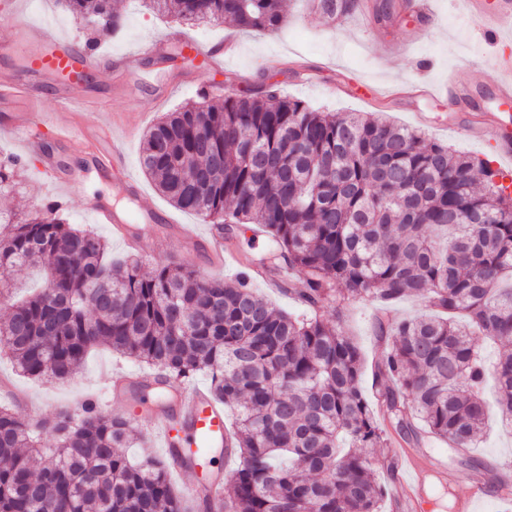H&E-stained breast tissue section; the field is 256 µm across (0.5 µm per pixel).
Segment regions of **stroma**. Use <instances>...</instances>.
I'll return each instance as SVG.
<instances>
[{
    "label": "stroma",
    "instance_id": "stroma-1",
    "mask_svg": "<svg viewBox=\"0 0 512 512\" xmlns=\"http://www.w3.org/2000/svg\"><path fill=\"white\" fill-rule=\"evenodd\" d=\"M17 12L24 20L51 24L58 32L95 43L101 50L124 57L120 74L104 73L91 89L90 107L78 113H60L61 121L74 123L83 130L96 128L107 116L123 120L127 115L141 116L143 128H150L160 117L189 103L199 101L200 84L216 80L227 95L256 91L268 86L278 88L283 96L300 100L322 112H381L392 122L412 125V113H426L429 122L421 130L426 142L439 143L454 151L489 163H496L493 146L458 138L440 132V124L449 120L448 105L441 100L383 96V89L399 86L410 89L417 81L439 85L453 80L472 86L482 97H490L497 78V62L512 59V41L488 47L478 36V21L468 18L460 0H432L435 21L423 36L415 31L421 22L400 17L390 22L361 23L363 12L372 10L376 0H355L356 10L336 29L326 28L309 8V0H286L287 23L274 32L241 29L232 20L217 24L209 21L186 23L150 9L145 0H115L114 10L123 18V29L111 35L103 28H91L67 8L65 0H15ZM177 29L203 43L234 38L235 53L226 58L220 71L197 64L155 65L147 57H135V49L144 42L162 39ZM140 139H132L122 162L141 188L136 197L137 209L171 210L170 201L155 187L140 166ZM22 187L15 196H0V210L18 212L42 207L56 199L58 190L42 171L37 161L25 163ZM111 182L100 180L95 172L86 173L83 181L70 191L69 202L60 214L67 223L94 229L107 238L110 255L121 260L129 249L112 236L108 224H93L83 211L88 195L112 198ZM143 237L157 234L168 237L167 257L182 262L198 274L235 280L240 268L228 262L217 267L190 245L178 229L165 224H145ZM378 305L369 300H356L347 306L343 325L355 338L367 362H374L382 348L376 336ZM122 368L140 372L139 364L117 357L111 351L92 352L81 371L61 383L34 381L20 375L12 360L0 358V377L7 378L13 389L0 391V401L13 400L22 392L41 402L43 419L75 409L81 396L103 402L104 412L122 413L120 397L109 396L107 374ZM485 397L491 403L488 432L472 454L481 460H492L512 470V433L502 427L495 409L494 383H487ZM426 512H448L469 492L467 485L455 483L453 473L467 471V464L451 456L447 449L435 445L419 458Z\"/></svg>",
    "mask_w": 512,
    "mask_h": 512
}]
</instances>
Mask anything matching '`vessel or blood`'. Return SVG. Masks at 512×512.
Instances as JSON below:
<instances>
[{"mask_svg": "<svg viewBox=\"0 0 512 512\" xmlns=\"http://www.w3.org/2000/svg\"><path fill=\"white\" fill-rule=\"evenodd\" d=\"M468 17L477 19L485 39L498 42L512 39V0H463ZM18 31L17 39L0 43V54H15L22 58L24 74L15 78L0 77V101L19 99L26 107L15 114L0 115V131L22 136V159H44V171L54 174L61 192H68L76 181L75 174L55 173L53 162L46 159L48 142L83 143L94 167L102 174L117 177L126 194H134L137 186L134 177L123 166L120 155L124 140L133 137L139 127L138 120H130L123 127L100 126L94 133H86L73 126H65L50 119L47 112L36 107L35 102L44 93H51L60 111L70 112L86 106L89 98L85 92L89 68L98 59L97 48L60 34L48 24H27L13 20ZM176 47L187 57H201L203 66L215 65L217 57L231 53L232 43L204 46L178 33L146 48V55H166L169 47ZM417 94L440 97L447 101L452 112L468 115L483 112L487 118L480 124H457L456 133L479 141H489L496 148L499 171L503 176L512 175V114L486 112L483 101L477 99L471 86L454 82L435 87L428 83L416 86ZM84 211L97 223L112 227L115 237L127 248L141 249L123 211L95 200L85 204ZM187 239L216 263H223L224 242L215 233L200 236L187 232ZM113 393L124 396L134 414H146L152 431L164 448L167 465L172 473L192 476L189 490H196V478L208 473L213 449L223 448L227 419L222 404L215 402L206 389L181 386L174 401L164 408L156 407L146 399L148 390L164 382L161 373L147 377L130 376L114 370L109 374ZM400 462V473L395 479V505L417 512L422 492L416 481L414 457L404 448L394 451Z\"/></svg>", "mask_w": 512, "mask_h": 512, "instance_id": "b4317fda", "label": "vessel or blood"}]
</instances>
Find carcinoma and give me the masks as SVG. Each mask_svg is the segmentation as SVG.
Returning a JSON list of instances; mask_svg holds the SVG:
<instances>
[{
  "mask_svg": "<svg viewBox=\"0 0 512 512\" xmlns=\"http://www.w3.org/2000/svg\"><path fill=\"white\" fill-rule=\"evenodd\" d=\"M149 2L245 30L286 21L282 0ZM67 6L121 26L112 0ZM141 165L176 208L227 237L239 224L264 233L271 250L258 267L307 312L275 308L247 275L203 278L173 260L143 275L54 204L0 214V298L12 270L45 272L41 291L0 317V354L22 374L66 381L98 346L171 379L206 372L232 415L225 449L238 460L224 512H384L378 476L395 472V457L366 449L388 445L392 427L414 448L441 443L464 458L483 435L490 375L512 425V354L490 368L478 346L512 341V194L488 162L426 147L380 115L316 112L268 87L168 114L144 137ZM19 167L0 162V195L19 186ZM407 297L431 313L390 318ZM356 298L382 311L371 401L358 344L325 317ZM133 442L128 421L93 402L36 425L0 405V512H189L164 461L128 459Z\"/></svg>",
  "mask_w": 512,
  "mask_h": 512,
  "instance_id": "1",
  "label": "carcinoma"
}]
</instances>
